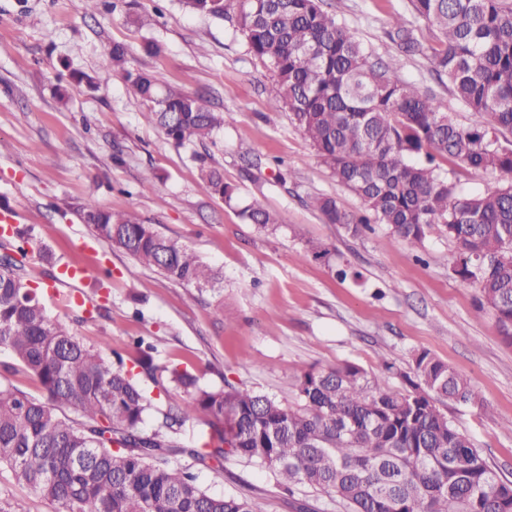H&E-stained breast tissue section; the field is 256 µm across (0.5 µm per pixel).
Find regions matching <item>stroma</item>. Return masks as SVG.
Returning a JSON list of instances; mask_svg holds the SVG:
<instances>
[{
  "label": "stroma",
  "instance_id": "35a3bbf8",
  "mask_svg": "<svg viewBox=\"0 0 512 512\" xmlns=\"http://www.w3.org/2000/svg\"><path fill=\"white\" fill-rule=\"evenodd\" d=\"M323 8L400 78L444 99L457 123L473 122L423 57L403 54L388 38L391 18L408 12L406 0H324ZM133 13L151 16V24H130ZM148 42L157 53L144 52ZM116 43L166 88L233 113L234 126L177 147L145 119L144 103L120 77L89 87ZM271 89L269 68L232 26L191 12L183 0H101L95 11L85 0H0V205L33 231L34 281H44L51 263L85 264L84 291H101L109 308L79 324L48 295L51 315L84 343L122 354L126 365L136 357L132 337L148 336L156 363L285 404L296 402L303 372L346 363L406 392L416 355L429 352L474 383L482 407L452 404L446 413L498 477L512 481V429L504 425L512 418V343L492 313L478 309L477 290L453 278L455 245L433 234L414 250L383 224L355 236L325 223L316 198H340L356 216L363 206L336 184L288 112L269 110ZM196 152L244 199L286 223L260 229L215 197L198 175ZM150 171L158 180L148 190L141 181ZM88 199L180 239L218 272V283L185 286L110 248L76 210ZM314 242L329 249V260L313 258ZM339 266L350 270L346 280L335 277ZM196 474L209 494L252 499L261 512H296L300 504L306 512H345L302 486L283 493L262 467L241 459Z\"/></svg>",
  "mask_w": 512,
  "mask_h": 512
}]
</instances>
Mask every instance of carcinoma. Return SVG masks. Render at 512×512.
Masks as SVG:
<instances>
[{"instance_id":"obj_1","label":"carcinoma","mask_w":512,"mask_h":512,"mask_svg":"<svg viewBox=\"0 0 512 512\" xmlns=\"http://www.w3.org/2000/svg\"><path fill=\"white\" fill-rule=\"evenodd\" d=\"M185 2L233 24L273 73L270 109L290 113L336 183L367 212L356 218L336 198L321 197L315 207L325 223L357 234L372 220L412 246L434 231L448 236L458 251L452 274L478 290L479 307L493 312L512 341V141L505 138L512 135V0H408L433 41L422 43L401 17L388 32L405 54L423 56L431 73L447 78L475 116L466 127L435 95L400 80L320 0ZM117 74L177 147L209 141L234 121L232 113L166 90L156 75L129 66L119 44L103 58L98 83ZM194 160L215 196L237 198L238 188L206 157ZM446 165L497 172L507 181L464 194L445 176ZM76 209L98 238L144 267L199 289L218 280L193 249L153 225L93 200ZM241 214L262 229L287 223L255 200ZM29 240L18 230L0 243V351L42 397L0 384V466L55 512H257L247 499L213 496L198 485L192 465L229 456L259 464L288 494L304 484L349 512H512V482L499 479L438 407L481 406L473 383L429 352L416 356L406 393L346 363L304 372L294 406L205 386L186 369L158 365L156 344L143 336L131 339L136 372L50 314L25 265ZM105 311L97 301L89 311L72 307L78 323ZM147 379L180 397L159 406ZM198 415L208 418L211 434L187 447L179 431ZM149 417L158 420L151 432L143 428Z\"/></svg>"}]
</instances>
